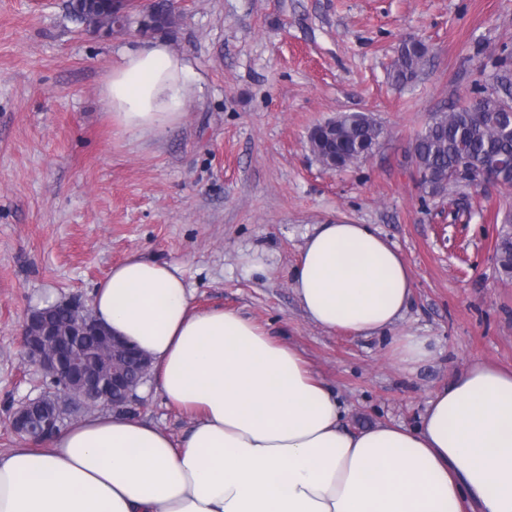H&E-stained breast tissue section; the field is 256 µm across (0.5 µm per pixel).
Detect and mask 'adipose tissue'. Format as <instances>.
I'll return each mask as SVG.
<instances>
[{
	"instance_id": "adipose-tissue-1",
	"label": "adipose tissue",
	"mask_w": 512,
	"mask_h": 512,
	"mask_svg": "<svg viewBox=\"0 0 512 512\" xmlns=\"http://www.w3.org/2000/svg\"><path fill=\"white\" fill-rule=\"evenodd\" d=\"M200 79L145 38L101 96L125 133L157 137L184 119ZM290 283L328 332L389 336L407 366L435 353L431 338L400 330L411 276L369 225H318ZM91 308L150 357L155 391L192 426L177 442L132 414L95 412L0 453V512H512L510 371L475 363L433 393L416 427L351 431L298 351L236 311L197 309L177 265L128 258Z\"/></svg>"
}]
</instances>
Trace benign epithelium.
I'll list each match as a JSON object with an SVG mask.
<instances>
[{"instance_id": "benign-epithelium-1", "label": "benign epithelium", "mask_w": 512, "mask_h": 512, "mask_svg": "<svg viewBox=\"0 0 512 512\" xmlns=\"http://www.w3.org/2000/svg\"><path fill=\"white\" fill-rule=\"evenodd\" d=\"M70 318L69 334H59L46 311H34L21 325L27 360L42 375V382L59 383L64 391L43 404L47 393L27 399L9 417L10 431L30 440H43L64 425L61 409L69 407L71 421L77 414L100 406L126 408L136 389L145 382L141 372L147 358L127 342L115 338L97 322L91 309L72 300L61 304Z\"/></svg>"}]
</instances>
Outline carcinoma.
<instances>
[{
	"mask_svg": "<svg viewBox=\"0 0 512 512\" xmlns=\"http://www.w3.org/2000/svg\"><path fill=\"white\" fill-rule=\"evenodd\" d=\"M100 0L98 22L109 31L125 26L127 19L120 14L121 6H108ZM148 23L157 30L173 24L174 11L169 0H154L147 9ZM428 54L419 39L403 40L391 67L392 82L404 87L418 78ZM496 87L482 92L465 104L449 111L440 110L430 118L425 130L412 145L416 172V187L422 196L446 198L452 188L465 180L473 183L484 177H495L497 184L512 189V167L498 169L495 162L512 155V135L499 128L500 117L512 108L503 91L512 96V69L502 65L495 75ZM336 150L342 152L339 162L349 167L363 154L379 145L384 129L371 116L359 113L343 115L336 124ZM495 260L500 270L512 275V236L495 244Z\"/></svg>",
	"mask_w": 512,
	"mask_h": 512,
	"instance_id": "carcinoma-1",
	"label": "carcinoma"
}]
</instances>
